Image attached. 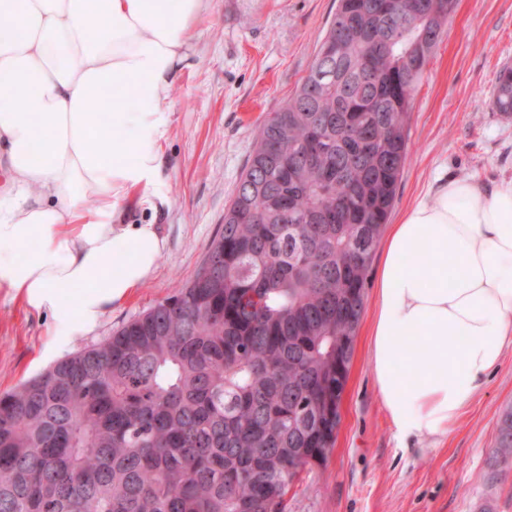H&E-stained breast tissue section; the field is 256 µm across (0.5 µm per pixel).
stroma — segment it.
<instances>
[{
  "instance_id": "35a3bbf8",
  "label": "stroma",
  "mask_w": 512,
  "mask_h": 512,
  "mask_svg": "<svg viewBox=\"0 0 512 512\" xmlns=\"http://www.w3.org/2000/svg\"><path fill=\"white\" fill-rule=\"evenodd\" d=\"M335 10L336 0H209L170 91L158 184L124 214L165 239L155 270L59 352L51 317L0 291V393L98 343L194 277L260 125L306 75ZM505 65L512 0H456L417 85L390 223L448 178L476 176L490 187L512 180V116L491 108ZM368 327L361 320L354 338L335 445L291 486L288 512H512V465L495 457L498 421L512 406V349L447 437L404 440L374 385Z\"/></svg>"
}]
</instances>
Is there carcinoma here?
Wrapping results in <instances>:
<instances>
[{
    "mask_svg": "<svg viewBox=\"0 0 512 512\" xmlns=\"http://www.w3.org/2000/svg\"><path fill=\"white\" fill-rule=\"evenodd\" d=\"M454 0H338L195 276L0 394V512H288L336 436L417 82ZM492 110L512 115V66ZM497 456L512 461V407Z\"/></svg>",
    "mask_w": 512,
    "mask_h": 512,
    "instance_id": "cac0c4a2",
    "label": "carcinoma"
}]
</instances>
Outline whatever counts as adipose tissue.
Wrapping results in <instances>:
<instances>
[{
  "label": "adipose tissue",
  "mask_w": 512,
  "mask_h": 512,
  "mask_svg": "<svg viewBox=\"0 0 512 512\" xmlns=\"http://www.w3.org/2000/svg\"><path fill=\"white\" fill-rule=\"evenodd\" d=\"M207 2L0 0V290L48 313L58 343L165 250L122 213L161 171ZM375 295L370 363L390 422L403 439L448 434L512 347V180L450 179L414 202L387 233Z\"/></svg>",
  "instance_id": "adipose-tissue-1"
}]
</instances>
